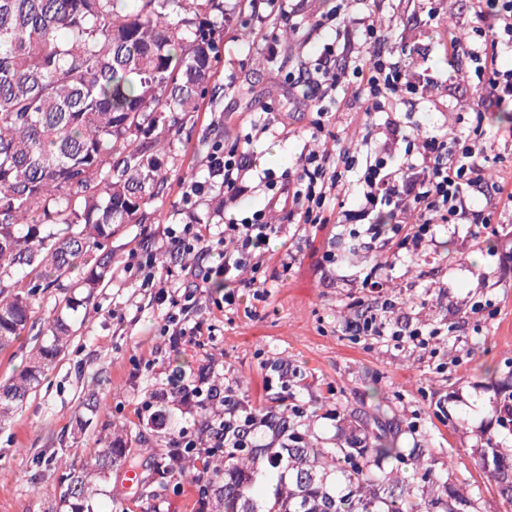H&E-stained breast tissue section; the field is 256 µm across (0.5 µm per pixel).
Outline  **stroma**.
Instances as JSON below:
<instances>
[{"label":"stroma","instance_id":"35a3bbf8","mask_svg":"<svg viewBox=\"0 0 512 512\" xmlns=\"http://www.w3.org/2000/svg\"><path fill=\"white\" fill-rule=\"evenodd\" d=\"M329 7V0H288L287 17L252 15L247 27L225 26L213 77L221 95L203 103L194 128L178 143L181 162L169 173L167 196L153 206V222L125 225L113 239L111 280L88 308L78 309L70 346L0 425V512H55L60 471L54 459L80 462L111 437L131 440L136 471L150 475L161 441L137 420L135 408L152 380L134 374L131 361L158 356L194 370L199 358L191 349L171 351L155 336L166 308L124 273L123 264L133 249L170 252L165 229L184 221L180 185L207 181V171L198 166L207 145L239 141L257 169L288 177L301 152L361 151L369 135L385 142V115L365 118L358 101L347 100L319 131L308 107L288 93L300 62L325 38L312 23ZM366 16L406 64L410 81L425 72L431 76L422 98L398 108L412 143L478 124L500 132L484 168V190L475 196L491 221L439 225L434 244L419 255L403 254L384 271L381 296L392 304L391 317L429 333L424 349L409 341L351 336L350 321L374 303L361 281L388 248L385 239L366 235L364 223L309 224L299 235L272 238L273 255L265 263L269 296L254 312L239 310L217 321L215 374L255 407L266 405L271 393L285 392L282 414L303 408V429L323 448L334 446L346 425L344 413L384 403L406 427L401 445L430 448L450 460L463 492L477 499L481 512H496V491L472 459L492 397L488 379L476 376L475 367L486 360L500 367L512 362V210L495 208L492 195L496 185L512 181V124L498 120L496 110H479L474 63L466 54L447 63L438 43L440 32L469 27L470 0H347L344 23L350 32H358ZM286 27L294 31L287 41L281 38ZM268 117L288 125L290 137L277 127L254 136V121ZM287 251L296 259L286 269L281 258ZM329 251L335 264L324 259ZM57 300L54 293L35 300L38 326L0 353V385L35 352L38 329L52 319ZM457 417L465 425L451 427ZM126 475L118 469L102 482L97 512H192L197 492L190 479L175 488L153 486L143 500L136 490L124 489Z\"/></svg>","mask_w":512,"mask_h":512}]
</instances>
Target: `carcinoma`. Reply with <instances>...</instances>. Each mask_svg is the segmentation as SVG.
I'll return each mask as SVG.
<instances>
[{
  "label": "carcinoma",
  "instance_id": "cac0c4a2",
  "mask_svg": "<svg viewBox=\"0 0 512 512\" xmlns=\"http://www.w3.org/2000/svg\"><path fill=\"white\" fill-rule=\"evenodd\" d=\"M225 0H0V351L34 323L40 295L75 288L42 328L20 373L0 386V419L22 403L69 346L72 313L112 277V238L149 224L178 165L176 143L194 127L212 83ZM485 446L474 465L512 509V370L491 383ZM279 398L258 409L285 429ZM354 433L333 448L288 432L278 448L224 449L211 468L215 512H479L428 448L398 444L384 405L353 409ZM127 443L107 441L81 466L63 462L60 503L91 512L98 481L129 461ZM158 459L151 482L186 477Z\"/></svg>",
  "mask_w": 512,
  "mask_h": 512
}]
</instances>
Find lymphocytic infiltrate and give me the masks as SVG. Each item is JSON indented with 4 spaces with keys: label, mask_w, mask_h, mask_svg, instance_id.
<instances>
[{
    "label": "lymphocytic infiltrate",
    "mask_w": 512,
    "mask_h": 512,
    "mask_svg": "<svg viewBox=\"0 0 512 512\" xmlns=\"http://www.w3.org/2000/svg\"><path fill=\"white\" fill-rule=\"evenodd\" d=\"M473 21L471 34L443 37L441 44L448 59L469 52L478 80L483 107H498L512 102V67L505 60L512 55V0H471ZM352 70L336 67L335 42L324 43L314 59L302 62L298 69L300 86L317 100L313 128L328 127L334 112L345 103V94L359 101L366 115L384 112L393 102L416 93L405 70L393 62L377 30L363 23L355 49ZM496 141L495 135L476 131L474 136L453 139L436 134L417 149H405L404 162H395L392 144L385 143L358 156L350 150L337 155L309 151L300 155L294 177L274 178L264 172L259 183L269 193L266 206L246 216L225 219L223 230L199 223L196 209L207 196L203 182L184 184L181 201L185 224L168 227L166 236L176 253L207 255L211 262L204 267H181L187 279L180 300L169 297L170 269H156L150 256L130 251L124 263L125 272L136 273L141 285L155 291L159 302L168 303L157 332L169 345L189 346L207 352L214 340L215 313L235 310L242 297L235 288L240 274L250 271L253 299H263L264 260L260 254L272 237L278 236L279 225L266 221L268 209L286 211L293 224H350L367 222V234L379 235L382 227H390L391 248L377 268L392 266L400 251H421L432 242L439 224H481L482 211L469 207L471 191L482 186V166L487 152ZM210 170L220 177L224 197L237 201L245 191L243 179L249 170L244 152L238 144L214 143L207 155ZM362 166L359 185H352L349 175ZM354 196L351 209H334L333 203ZM416 213L415 221H407V213ZM236 247L226 251L225 241ZM177 400L181 411L193 419V425L174 435L167 448L170 461L183 453L196 455L201 461L222 456L224 447L247 439L250 427L260 425L257 416L243 409L232 388L216 380L210 365L198 373L171 372L160 387L146 392L136 414L161 423V403Z\"/></svg>",
    "instance_id": "1"
}]
</instances>
